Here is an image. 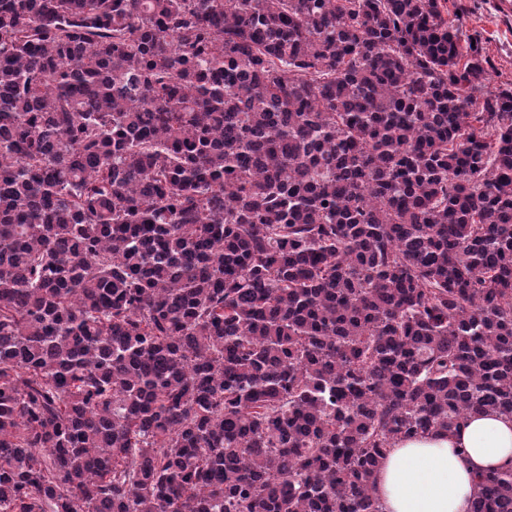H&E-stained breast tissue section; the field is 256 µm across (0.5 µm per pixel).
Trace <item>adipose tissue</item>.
<instances>
[{
	"label": "adipose tissue",
	"mask_w": 512,
	"mask_h": 512,
	"mask_svg": "<svg viewBox=\"0 0 512 512\" xmlns=\"http://www.w3.org/2000/svg\"><path fill=\"white\" fill-rule=\"evenodd\" d=\"M512 470V419L474 413L449 434L398 442L379 466L383 512H472L475 477Z\"/></svg>",
	"instance_id": "1"
}]
</instances>
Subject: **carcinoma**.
<instances>
[{"mask_svg": "<svg viewBox=\"0 0 512 512\" xmlns=\"http://www.w3.org/2000/svg\"><path fill=\"white\" fill-rule=\"evenodd\" d=\"M486 65L441 0H0V512H381L512 417ZM512 470V419L474 413L450 434L398 442L377 469L383 512H472L475 477Z\"/></svg>", "mask_w": 512, "mask_h": 512, "instance_id": "cac0c4a2", "label": "carcinoma"}]
</instances>
